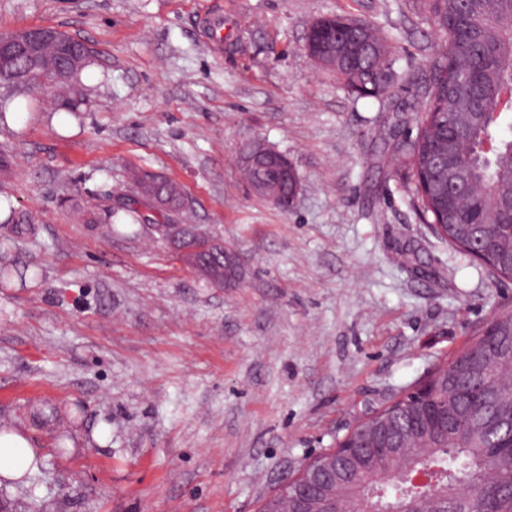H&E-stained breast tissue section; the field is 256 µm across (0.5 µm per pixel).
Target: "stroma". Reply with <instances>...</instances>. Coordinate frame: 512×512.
<instances>
[{"instance_id": "1", "label": "stroma", "mask_w": 512, "mask_h": 512, "mask_svg": "<svg viewBox=\"0 0 512 512\" xmlns=\"http://www.w3.org/2000/svg\"><path fill=\"white\" fill-rule=\"evenodd\" d=\"M212 4L220 53L199 30ZM329 15L386 39L394 99L354 98L314 65L308 29ZM35 27L93 59L69 125L45 85L0 126V198L31 219L12 256L40 270L0 283V427H25L42 463L0 485L10 512H257L512 311V281L449 249L391 175L440 43L426 0H0V33ZM256 142L294 164L292 210L242 177ZM132 168L182 187L237 253L239 286L200 278L151 227L108 237L78 218Z\"/></svg>"}]
</instances>
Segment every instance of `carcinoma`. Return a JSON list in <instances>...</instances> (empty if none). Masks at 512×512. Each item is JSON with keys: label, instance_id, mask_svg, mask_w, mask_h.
Here are the masks:
<instances>
[{"label": "carcinoma", "instance_id": "1", "mask_svg": "<svg viewBox=\"0 0 512 512\" xmlns=\"http://www.w3.org/2000/svg\"><path fill=\"white\" fill-rule=\"evenodd\" d=\"M443 35L424 85L417 135L397 143L412 173L410 194L423 223L454 250L512 280V0H427ZM334 15L346 49L332 72L359 97L382 95L389 51L372 25ZM130 195L104 210V223L139 224L134 197L181 201L177 185L151 173L128 174ZM512 317L496 318L427 380L394 398L336 442L339 497L350 512H409L419 472L421 493L459 512V492L486 481L488 449L512 439Z\"/></svg>", "mask_w": 512, "mask_h": 512}]
</instances>
